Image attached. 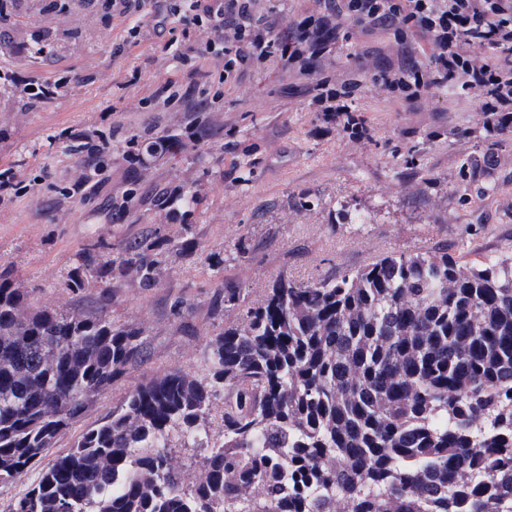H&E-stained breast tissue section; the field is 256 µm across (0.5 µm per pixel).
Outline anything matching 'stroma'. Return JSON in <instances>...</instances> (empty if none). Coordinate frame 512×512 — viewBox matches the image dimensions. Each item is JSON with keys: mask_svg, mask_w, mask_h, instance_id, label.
<instances>
[{"mask_svg": "<svg viewBox=\"0 0 512 512\" xmlns=\"http://www.w3.org/2000/svg\"><path fill=\"white\" fill-rule=\"evenodd\" d=\"M12 0L0 23V71L15 80L0 89V168L17 170L29 191L0 202V270L9 269L20 288L40 306L61 311L78 305L61 283L82 246L92 238L117 242L144 224L171 234L180 217L154 209L162 189L189 184L202 200L191 221L203 253L231 249L240 235L255 246L248 259L229 261L222 276L207 266H187L169 256L159 288H135L124 274L107 314L142 329L150 356L140 367L95 397L83 416L63 431L52 448L15 481L0 484V512L14 501L80 433L119 407L125 392L143 378L172 369L196 370L207 335L220 331L234 312L216 316L209 298L224 279L239 284L248 299L282 273L309 282L328 268L352 271L389 252H425L436 243L464 260L512 257V138L455 136L460 127L482 126L474 96L431 93L414 104L396 102L368 87L354 102L368 134L357 138L326 121L308 99L289 95L295 71L271 61L253 69L238 86L215 98L212 81L186 78L199 59H183L186 45L202 43L191 14L176 19L174 32H160L138 14H114L105 0ZM140 25L139 42L125 32ZM45 42L41 58L28 56L17 34ZM29 79L57 85L47 106H26L21 89ZM207 103L205 114L217 138L197 146L184 139L161 158L128 161L125 140L134 133L154 139L184 134L188 115L154 103L166 83ZM102 133L112 147L105 181L88 182V169L68 150L65 129ZM493 151L500 177L497 192L460 206L454 193L463 155ZM416 170H407L406 158ZM84 183L82 195L63 197L61 188ZM137 198L125 214L112 205L128 189ZM321 200L319 207L294 206L298 192ZM369 214L366 224H346L334 205ZM187 302L184 318L171 315L172 302Z\"/></svg>", "mask_w": 512, "mask_h": 512, "instance_id": "obj_1", "label": "stroma"}]
</instances>
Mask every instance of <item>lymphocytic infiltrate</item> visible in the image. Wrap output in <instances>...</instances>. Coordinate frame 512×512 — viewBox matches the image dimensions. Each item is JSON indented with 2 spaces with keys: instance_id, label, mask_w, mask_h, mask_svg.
<instances>
[{
  "instance_id": "1",
  "label": "lymphocytic infiltrate",
  "mask_w": 512,
  "mask_h": 512,
  "mask_svg": "<svg viewBox=\"0 0 512 512\" xmlns=\"http://www.w3.org/2000/svg\"><path fill=\"white\" fill-rule=\"evenodd\" d=\"M258 0H170L166 13L152 16L156 29L166 28L183 10L194 13V21L207 33L206 42L196 48L201 59L223 63L219 83L240 81L247 71L271 60L284 66L302 67L307 57L316 55L313 39L326 20L317 15L295 24L294 40L283 38L275 10L262 11ZM343 16L355 20L359 31L375 27L388 33L395 55L375 73V85L393 98L414 103L427 94L447 88L459 72H467L470 88L482 111L512 113V80L501 75L498 65L463 54L454 45L456 30L467 18L483 14L486 0H340ZM420 32L433 49L428 63L409 67L405 59L411 49L410 35ZM315 104L335 113L344 128L355 117L353 101L357 87L318 75L314 82Z\"/></svg>"
}]
</instances>
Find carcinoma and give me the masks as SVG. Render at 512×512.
I'll use <instances>...</instances> for the list:
<instances>
[{"mask_svg": "<svg viewBox=\"0 0 512 512\" xmlns=\"http://www.w3.org/2000/svg\"><path fill=\"white\" fill-rule=\"evenodd\" d=\"M331 19L322 41L356 28L341 4L317 0ZM28 99L48 105L57 88L30 80ZM484 139L512 136V113H482ZM179 142L140 140L137 159ZM89 180L110 147L79 141ZM499 186L491 152L460 159L465 206ZM153 206L181 217V231L145 224L80 249L64 288L80 297L131 271L137 287L160 285L175 254L224 272L222 253L202 256L192 187L162 190ZM112 290L82 312L33 308L0 270V483L16 480L81 417L94 395L143 364L148 342L105 310ZM217 316L237 320L208 337L203 373L174 369L125 392L81 433L11 512H512V258L469 264L445 246L391 252L362 268H331L304 283L277 276L245 303L221 281ZM221 410V432L210 434ZM178 448L204 450L186 476Z\"/></svg>", "mask_w": 512, "mask_h": 512, "instance_id": "obj_1", "label": "carcinoma"}]
</instances>
